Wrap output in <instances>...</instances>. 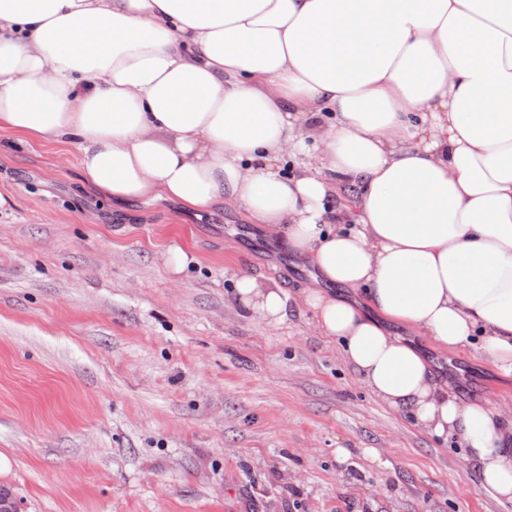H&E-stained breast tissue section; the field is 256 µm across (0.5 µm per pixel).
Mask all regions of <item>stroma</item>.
I'll list each match as a JSON object with an SVG mask.
<instances>
[{"label":"stroma","instance_id":"1","mask_svg":"<svg viewBox=\"0 0 512 512\" xmlns=\"http://www.w3.org/2000/svg\"><path fill=\"white\" fill-rule=\"evenodd\" d=\"M242 274L293 293L313 269L235 206L118 211L75 152L0 131V488L20 512H512L355 381L312 310L245 316ZM431 358L512 405L474 348Z\"/></svg>","mask_w":512,"mask_h":512}]
</instances>
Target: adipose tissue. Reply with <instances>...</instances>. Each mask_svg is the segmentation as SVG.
Instances as JSON below:
<instances>
[{
    "label": "adipose tissue",
    "mask_w": 512,
    "mask_h": 512,
    "mask_svg": "<svg viewBox=\"0 0 512 512\" xmlns=\"http://www.w3.org/2000/svg\"><path fill=\"white\" fill-rule=\"evenodd\" d=\"M0 131L75 147L115 208L231 202L280 234L356 381L512 502V410L391 331L512 375V0H0ZM234 297L283 320L276 282Z\"/></svg>",
    "instance_id": "1"
}]
</instances>
